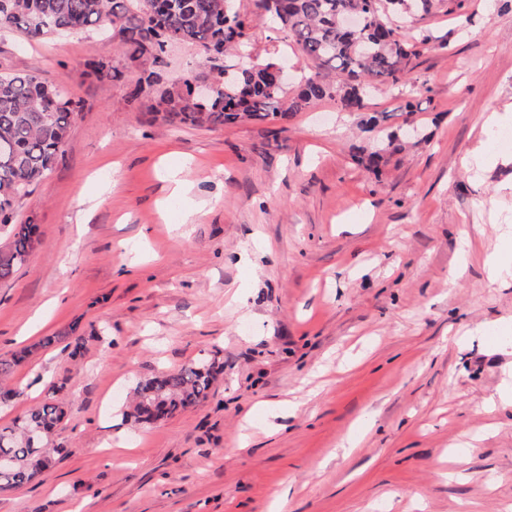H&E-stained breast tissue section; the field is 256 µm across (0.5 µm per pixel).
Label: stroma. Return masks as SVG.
I'll return each instance as SVG.
<instances>
[{
  "instance_id": "35a3bbf8",
  "label": "stroma",
  "mask_w": 512,
  "mask_h": 512,
  "mask_svg": "<svg viewBox=\"0 0 512 512\" xmlns=\"http://www.w3.org/2000/svg\"><path fill=\"white\" fill-rule=\"evenodd\" d=\"M402 30L421 40L409 80L372 109L424 139L376 175L357 158L374 132L336 101L173 127L128 100L142 67L108 35L0 30V73L39 69L80 103L15 209L37 243L0 282V388L16 392L0 426L62 386V454L0 491V512H512V403L495 397L512 348L456 342L512 320V283L485 268L512 164L463 165L512 104V0H430ZM249 35L239 67L311 73L276 25ZM163 59L164 85L209 70L188 45ZM200 359L218 366L205 401L123 418L138 382Z\"/></svg>"
}]
</instances>
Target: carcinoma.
<instances>
[{
    "mask_svg": "<svg viewBox=\"0 0 512 512\" xmlns=\"http://www.w3.org/2000/svg\"><path fill=\"white\" fill-rule=\"evenodd\" d=\"M7 0L0 8V29L17 30L30 38L93 30L107 22L112 40L131 61L151 65L143 82L127 88L138 100L154 83L153 67L163 62L171 43L198 48L211 63L206 77L218 87L201 101L189 81L165 86L146 100V112L171 126H224L243 120L283 122L314 101L333 99L345 112H366L368 93L405 85L415 45L401 33L388 11L403 10L407 0H253L255 14L273 17L286 37L313 64L298 93L287 95L276 84L274 62L228 72L218 61L249 45L247 24H226L237 13L236 0ZM361 17L360 27L343 24V14ZM86 67L101 78L124 79L121 68L102 62ZM77 102L65 89L41 77L38 69L0 75V226L8 228L0 248V280L10 278L34 247L33 224L13 222L17 200L29 193L62 159ZM216 362L199 361L167 372L136 387L133 417L151 424L205 399ZM67 413L66 402L50 398L29 410L12 427L0 428V484L20 488L33 480L56 453L48 437Z\"/></svg>",
    "mask_w": 512,
    "mask_h": 512,
    "instance_id": "1",
    "label": "carcinoma"
}]
</instances>
